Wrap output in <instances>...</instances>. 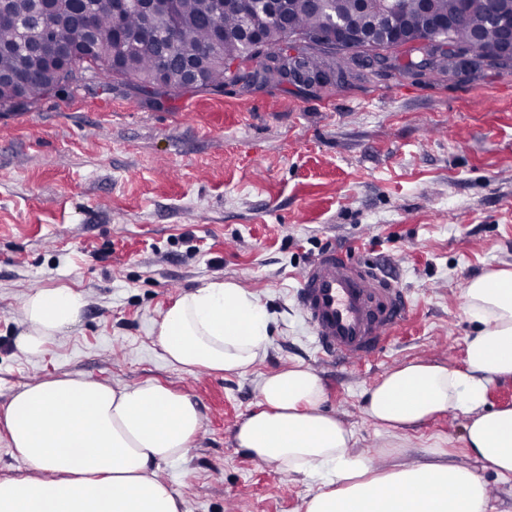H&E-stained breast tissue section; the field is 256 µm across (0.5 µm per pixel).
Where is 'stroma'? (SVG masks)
<instances>
[{
  "label": "stroma",
  "instance_id": "obj_1",
  "mask_svg": "<svg viewBox=\"0 0 512 512\" xmlns=\"http://www.w3.org/2000/svg\"><path fill=\"white\" fill-rule=\"evenodd\" d=\"M334 245L398 280L413 308L362 366L317 356L293 294L299 270ZM508 266L512 69L370 68L326 89L229 83L161 100L98 77L0 112V406L66 373L190 396L202 427L186 463L159 471L189 512H303L312 485L235 442L258 378L297 364L320 376L323 410L378 471L434 463L441 436L450 462L477 468L495 512H512V486L468 456L463 417L389 435L361 397L412 360L463 366L465 289ZM223 279L275 315L266 354L243 376L166 365L150 326L182 293ZM57 287L84 295L78 321L21 352L26 296Z\"/></svg>",
  "mask_w": 512,
  "mask_h": 512
}]
</instances>
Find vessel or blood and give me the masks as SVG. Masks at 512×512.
I'll list each match as a JSON object with an SVG mask.
<instances>
[{"label":"vessel or blood","instance_id":"b4317fda","mask_svg":"<svg viewBox=\"0 0 512 512\" xmlns=\"http://www.w3.org/2000/svg\"><path fill=\"white\" fill-rule=\"evenodd\" d=\"M296 299L323 360L371 361L408 314L404 290L352 250L328 247L297 277Z\"/></svg>","mask_w":512,"mask_h":512}]
</instances>
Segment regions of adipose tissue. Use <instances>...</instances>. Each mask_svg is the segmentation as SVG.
<instances>
[{"instance_id":"1","label":"adipose tissue","mask_w":512,"mask_h":512,"mask_svg":"<svg viewBox=\"0 0 512 512\" xmlns=\"http://www.w3.org/2000/svg\"><path fill=\"white\" fill-rule=\"evenodd\" d=\"M465 314L473 326L463 367L412 361L362 393L364 413L383 432L405 431L446 413L463 416V443L481 465L512 482V407L488 405L491 387L512 381V268L472 279ZM83 296L32 290L17 347L36 353L75 324ZM274 317L233 281L183 293L155 323L160 358L191 374L243 375L265 354ZM259 401L237 428L249 456L315 483L304 512H492L485 483L455 463L378 472L354 453V434L322 411L320 377L300 365L261 376ZM13 455L27 476L0 479V512H188L158 475L185 461L202 426L196 402L146 381L109 384L63 375L24 386L0 409Z\"/></svg>"}]
</instances>
